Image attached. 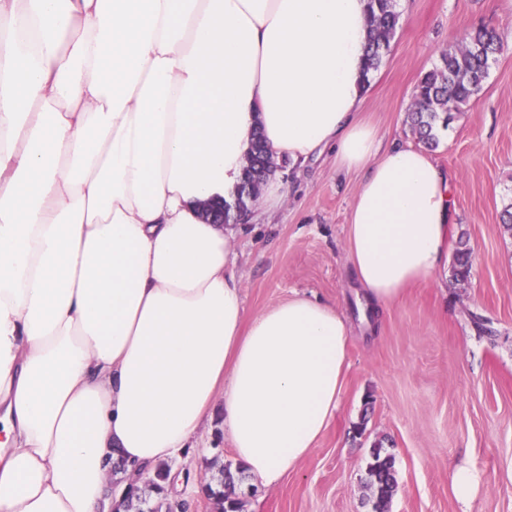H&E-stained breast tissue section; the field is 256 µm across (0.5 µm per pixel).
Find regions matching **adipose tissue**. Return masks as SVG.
Masks as SVG:
<instances>
[{
  "instance_id": "adipose-tissue-1",
  "label": "adipose tissue",
  "mask_w": 512,
  "mask_h": 512,
  "mask_svg": "<svg viewBox=\"0 0 512 512\" xmlns=\"http://www.w3.org/2000/svg\"><path fill=\"white\" fill-rule=\"evenodd\" d=\"M367 0H0V512H110L112 485L221 412L273 486L340 405L352 327L294 296L247 315L231 199L254 133L361 173L368 310L448 258L450 178L363 122Z\"/></svg>"
}]
</instances>
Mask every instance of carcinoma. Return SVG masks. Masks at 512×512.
Returning <instances> with one entry per match:
<instances>
[{"label":"carcinoma","instance_id":"obj_1","mask_svg":"<svg viewBox=\"0 0 512 512\" xmlns=\"http://www.w3.org/2000/svg\"><path fill=\"white\" fill-rule=\"evenodd\" d=\"M399 21L396 0H369L366 72L378 68ZM501 50L499 33L493 28L480 26L469 32L460 43L448 47V51L441 54L439 64L420 77L407 120L415 138L426 148L433 151L438 147L439 132L448 129L472 97L481 92L490 63ZM275 168L276 159L263 147L261 136L255 135L245 179L237 189L235 207L249 209V204L258 195L261 176ZM470 258L471 250L462 234L452 267L454 280H467ZM219 474L215 488L210 490L217 512H243V500L236 493L237 485L243 481V471H233L224 466ZM368 475L372 512H387L397 493L398 480L395 457L382 440L374 442L370 448Z\"/></svg>","mask_w":512,"mask_h":512}]
</instances>
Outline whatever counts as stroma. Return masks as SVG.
Here are the masks:
<instances>
[{
    "instance_id": "obj_1",
    "label": "stroma",
    "mask_w": 512,
    "mask_h": 512,
    "mask_svg": "<svg viewBox=\"0 0 512 512\" xmlns=\"http://www.w3.org/2000/svg\"><path fill=\"white\" fill-rule=\"evenodd\" d=\"M400 24L369 76L360 116L384 141L415 144L406 121L421 75L472 28L505 48L482 91L440 135L432 160L453 177L456 223L473 250L467 281L443 266L407 288L380 321L350 274L345 224L361 176L332 153L280 163L282 209L246 227L232 267L248 313L301 294L340 305L353 325L340 408L309 455L275 486L245 496L244 512H371V444L393 442L399 489L388 512H512V236L500 215L512 201V7L501 0H399ZM232 461L231 441L208 425L174 464L172 499L214 512L201 486ZM477 487L457 498L451 475ZM476 478L474 474L466 468H456L452 474V488L458 498L467 500L474 492Z\"/></svg>"
}]
</instances>
